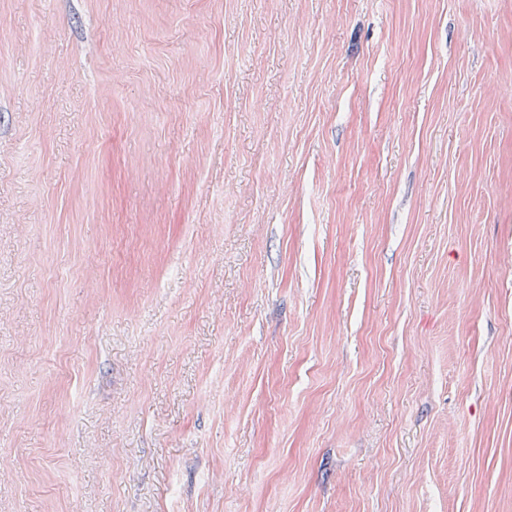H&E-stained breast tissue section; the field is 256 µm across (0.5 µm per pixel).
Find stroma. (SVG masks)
<instances>
[{"mask_svg": "<svg viewBox=\"0 0 512 512\" xmlns=\"http://www.w3.org/2000/svg\"><path fill=\"white\" fill-rule=\"evenodd\" d=\"M0 512H512V0H0Z\"/></svg>", "mask_w": 512, "mask_h": 512, "instance_id": "obj_1", "label": "stroma"}]
</instances>
